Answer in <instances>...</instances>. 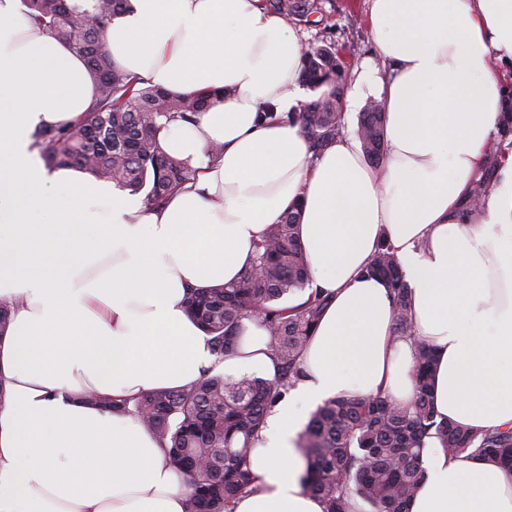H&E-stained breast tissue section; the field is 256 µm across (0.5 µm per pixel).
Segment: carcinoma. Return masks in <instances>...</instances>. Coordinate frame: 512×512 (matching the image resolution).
I'll return each mask as SVG.
<instances>
[{
    "mask_svg": "<svg viewBox=\"0 0 512 512\" xmlns=\"http://www.w3.org/2000/svg\"><path fill=\"white\" fill-rule=\"evenodd\" d=\"M32 22L81 55L95 85L94 98L78 121L43 125L32 134L33 147L49 169L77 168L96 180L112 182L143 195L150 208L164 206L180 186L196 176L189 164L166 152L162 135L168 124L193 116L210 104V95L178 96L117 67L107 49L108 24L128 12L130 0H93L83 9L70 0H22ZM323 0H263L270 12L288 22L315 25ZM300 77L318 92L299 112L260 109L264 121L299 127L314 156L340 137L347 89V66L326 44L303 48ZM384 101L374 99L361 112L355 137L369 163H379L384 142ZM512 149V91L504 98L496 137L480 172L461 202L474 221L497 179L505 151ZM301 213L291 207L269 227L251 264L233 285L187 294L190 315L210 336L219 361L233 350L242 323L261 319L268 347L280 364L272 379L208 373L197 383L142 396L133 408L96 395L91 401L132 415L163 445L170 466L187 478L186 512H231L232 504L255 489L250 470L251 440L263 429L273 405L300 374V356L328 305L316 290L300 304L288 297L312 282L311 268L296 236ZM366 273L385 279L399 336L414 333L408 288L388 240L375 251ZM417 397L405 408L388 396L330 399L319 405L297 440L304 462L303 486L325 504V512H353L358 496L372 512H408L423 478L426 440L436 438L451 451L494 457L512 467V427L480 431L437 419L430 401L433 350L416 343Z\"/></svg>",
    "mask_w": 512,
    "mask_h": 512,
    "instance_id": "carcinoma-1",
    "label": "carcinoma"
}]
</instances>
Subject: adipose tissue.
<instances>
[{"mask_svg":"<svg viewBox=\"0 0 512 512\" xmlns=\"http://www.w3.org/2000/svg\"><path fill=\"white\" fill-rule=\"evenodd\" d=\"M109 26L114 62L178 95L213 93L165 150L198 175L159 209L80 170H48L32 133L74 121L94 85L83 59L0 0V512H186L187 486L159 442L85 394L133 399L218 367L274 377L258 320L216 362L186 294L236 282L270 225L301 204L298 241L330 296L295 388L254 442L258 481L233 512H324L295 448L325 400L380 393L411 404L416 342L434 349L438 415L473 430L512 426V152L479 223L459 204L493 140L500 65H512V0H371L384 75V154L355 137L312 156L298 127L259 109L299 108L303 46L260 0H134ZM223 146L211 157L210 144ZM388 236L414 334L394 331L387 286L362 276ZM409 512H512V471L423 451Z\"/></svg>","mask_w":512,"mask_h":512,"instance_id":"obj_1","label":"adipose tissue"}]
</instances>
